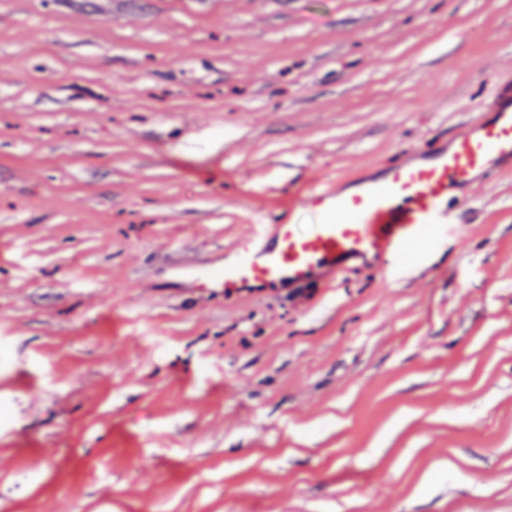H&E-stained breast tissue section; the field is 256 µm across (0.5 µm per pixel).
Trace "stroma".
<instances>
[{
  "instance_id": "1",
  "label": "stroma",
  "mask_w": 512,
  "mask_h": 512,
  "mask_svg": "<svg viewBox=\"0 0 512 512\" xmlns=\"http://www.w3.org/2000/svg\"><path fill=\"white\" fill-rule=\"evenodd\" d=\"M512 77V0H0V512H512V173L428 269L214 260Z\"/></svg>"
}]
</instances>
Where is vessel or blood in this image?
<instances>
[{"mask_svg":"<svg viewBox=\"0 0 512 512\" xmlns=\"http://www.w3.org/2000/svg\"><path fill=\"white\" fill-rule=\"evenodd\" d=\"M449 139L395 155L350 192L314 180L287 207L262 215L213 268L177 267L185 288L238 294L283 283L309 288L352 262L387 270L406 253L426 261L435 245L465 236L469 191L512 171V79L475 105Z\"/></svg>","mask_w":512,"mask_h":512,"instance_id":"obj_1","label":"vessel or blood"}]
</instances>
